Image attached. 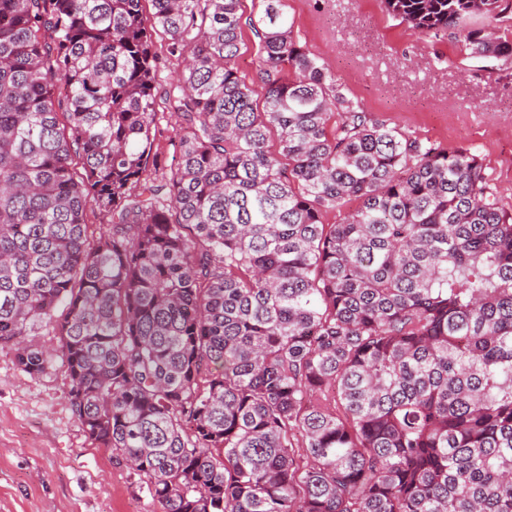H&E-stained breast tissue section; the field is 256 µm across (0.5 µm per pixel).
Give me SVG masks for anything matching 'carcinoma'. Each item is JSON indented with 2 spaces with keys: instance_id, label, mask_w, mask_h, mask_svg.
Listing matches in <instances>:
<instances>
[{
  "instance_id": "obj_1",
  "label": "carcinoma",
  "mask_w": 512,
  "mask_h": 512,
  "mask_svg": "<svg viewBox=\"0 0 512 512\" xmlns=\"http://www.w3.org/2000/svg\"><path fill=\"white\" fill-rule=\"evenodd\" d=\"M242 3L0 0V350L58 359L162 512H512V211L349 97L284 0L240 73ZM385 5L512 62L466 28L512 0ZM176 117H171L169 114L165 115L159 124L160 132L158 133V139L160 140V146L164 151L163 162L169 169L170 166H174L178 159V153L172 140H174L173 127L175 125Z\"/></svg>"
}]
</instances>
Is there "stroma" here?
Here are the masks:
<instances>
[{"label":"stroma","mask_w":512,"mask_h":512,"mask_svg":"<svg viewBox=\"0 0 512 512\" xmlns=\"http://www.w3.org/2000/svg\"><path fill=\"white\" fill-rule=\"evenodd\" d=\"M298 42L387 123L471 149L512 208V64L415 33L384 0H285ZM61 368L33 377L0 351V512H161L86 436Z\"/></svg>","instance_id":"stroma-1"}]
</instances>
